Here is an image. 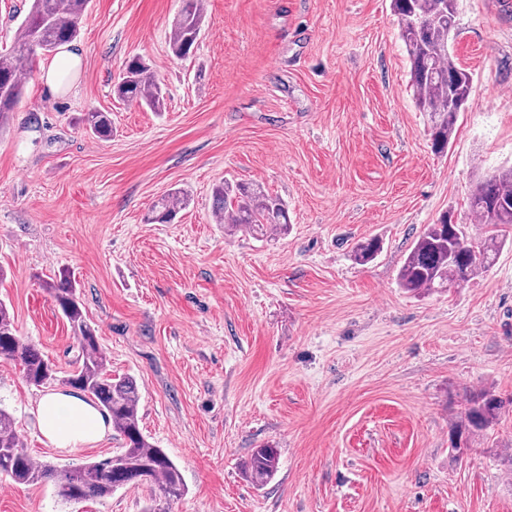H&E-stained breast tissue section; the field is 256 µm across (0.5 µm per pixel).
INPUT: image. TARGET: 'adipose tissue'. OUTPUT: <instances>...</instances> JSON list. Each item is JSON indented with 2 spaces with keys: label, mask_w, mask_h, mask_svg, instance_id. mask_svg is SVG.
Segmentation results:
<instances>
[{
  "label": "adipose tissue",
  "mask_w": 512,
  "mask_h": 512,
  "mask_svg": "<svg viewBox=\"0 0 512 512\" xmlns=\"http://www.w3.org/2000/svg\"><path fill=\"white\" fill-rule=\"evenodd\" d=\"M35 414L47 442L69 453L104 439L109 431L98 409L71 391L44 395Z\"/></svg>",
  "instance_id": "1"
}]
</instances>
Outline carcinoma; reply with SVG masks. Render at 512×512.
<instances>
[{"mask_svg": "<svg viewBox=\"0 0 512 512\" xmlns=\"http://www.w3.org/2000/svg\"><path fill=\"white\" fill-rule=\"evenodd\" d=\"M90 0H33L28 14L17 28L14 44L0 54V127L13 117L25 79L20 68L31 66L42 53L76 40ZM398 18L399 37L410 66L415 105L424 113L435 152L443 153L456 131L459 112L470 94L472 77L460 67L449 47L457 37V0H392ZM201 0H180V9L169 33L175 56L190 57L202 29ZM113 93L122 100L136 101L157 112L164 106V93L154 80L149 65L138 56L124 66ZM83 124L93 135H112L107 112L86 113ZM189 204L180 191L159 199L145 221L166 224ZM470 209L479 223L490 226L478 242L465 226L448 227V215L428 225L413 243L398 272L400 287L414 294L445 290L459 285L490 268L504 244L506 227H512V167L484 175L471 196ZM213 216L229 218L235 231L288 230V210L278 196L256 182L232 185L223 182L213 190ZM382 249L377 239L356 247L355 260L367 263ZM67 319L81 354L79 366L64 377L39 348L16 334L9 308L0 302V360L20 366L26 381L45 388L60 383L94 403L112 420L125 446L115 454L57 473V469L35 461L22 445L14 418L0 409V475L19 485H33L57 478V495L66 502L104 499L127 486H147L154 493L150 512H168L167 505L181 499L185 483L181 471L166 452L151 443L139 424V389L130 376L114 377L107 368L96 330L87 321L80 301V284L68 270L43 284ZM505 401L484 391L467 400L459 419L452 423V442L483 431L495 423ZM278 449L257 448L247 461L248 478L257 486L271 481L278 470Z\"/></svg>", "mask_w": 512, "mask_h": 512, "instance_id": "obj_1", "label": "carcinoma"}]
</instances>
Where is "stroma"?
I'll use <instances>...</instances> for the list:
<instances>
[{"mask_svg": "<svg viewBox=\"0 0 512 512\" xmlns=\"http://www.w3.org/2000/svg\"><path fill=\"white\" fill-rule=\"evenodd\" d=\"M457 63L473 75L447 152L415 106L391 0H205L192 58L172 55L179 0H91L68 89L38 55L0 133V301L60 374L77 342L42 281L70 269L113 375L139 387L140 425L178 464L170 512H512V245L469 282L421 296L398 271L426 225L469 209L512 165V0H457ZM165 90L154 112L112 94L129 57ZM112 116L107 140L82 118ZM257 182L287 233L231 232L220 181ZM178 189L170 224L144 218ZM383 244L356 263L364 240ZM506 398L451 451L466 393ZM44 390L0 361V407L28 453L64 469L124 446L109 431L65 453L39 433ZM279 469L254 486V448ZM150 491L62 501L54 481L0 477V512H146ZM278 449L271 445L256 448L247 461L245 469L248 478L257 486H264L271 481L278 470Z\"/></svg>", "mask_w": 512, "mask_h": 512, "instance_id": "obj_1", "label": "stroma"}]
</instances>
